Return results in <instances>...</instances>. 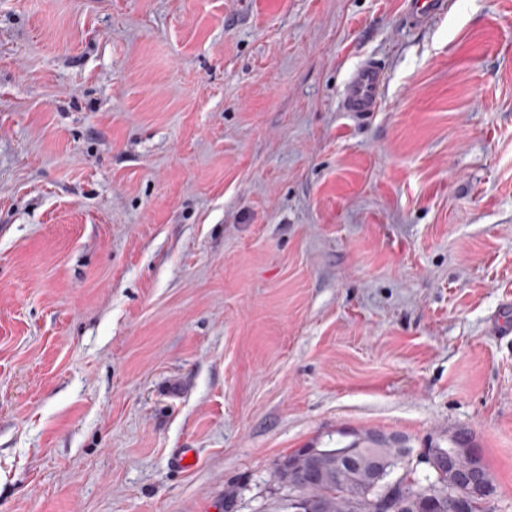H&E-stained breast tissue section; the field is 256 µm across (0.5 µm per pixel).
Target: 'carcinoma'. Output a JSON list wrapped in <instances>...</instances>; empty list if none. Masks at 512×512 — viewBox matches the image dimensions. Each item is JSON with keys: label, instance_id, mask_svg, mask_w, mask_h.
Masks as SVG:
<instances>
[{"label": "carcinoma", "instance_id": "1", "mask_svg": "<svg viewBox=\"0 0 512 512\" xmlns=\"http://www.w3.org/2000/svg\"><path fill=\"white\" fill-rule=\"evenodd\" d=\"M452 449L435 446L421 455L435 464L396 467V455H410L405 443L381 436L373 444L351 441L345 446L321 449L320 467L306 449L284 457L274 472L284 494L272 512H298L304 502L314 512H376L385 498L391 512H448V469Z\"/></svg>", "mask_w": 512, "mask_h": 512}]
</instances>
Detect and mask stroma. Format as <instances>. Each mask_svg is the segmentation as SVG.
Here are the masks:
<instances>
[{"instance_id": "obj_1", "label": "stroma", "mask_w": 512, "mask_h": 512, "mask_svg": "<svg viewBox=\"0 0 512 512\" xmlns=\"http://www.w3.org/2000/svg\"><path fill=\"white\" fill-rule=\"evenodd\" d=\"M406 6L0 0V512H268L456 427L512 512V0ZM444 9V0H409V18L415 26H422ZM385 74V64L381 60H368L357 66L344 81L342 110L377 112Z\"/></svg>"}]
</instances>
